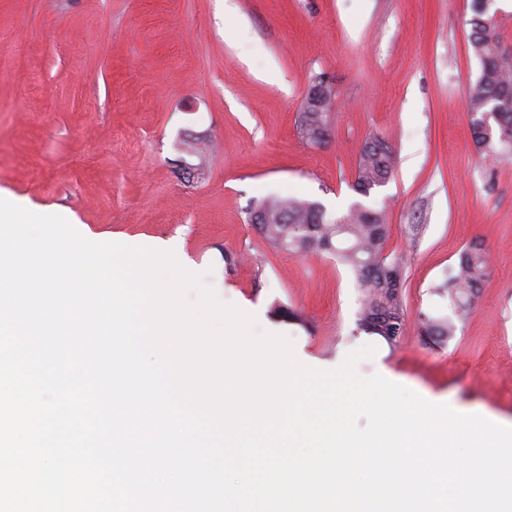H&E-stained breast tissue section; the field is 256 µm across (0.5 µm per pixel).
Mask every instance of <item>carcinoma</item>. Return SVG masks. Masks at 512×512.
I'll return each mask as SVG.
<instances>
[{
	"instance_id": "1",
	"label": "carcinoma",
	"mask_w": 512,
	"mask_h": 512,
	"mask_svg": "<svg viewBox=\"0 0 512 512\" xmlns=\"http://www.w3.org/2000/svg\"><path fill=\"white\" fill-rule=\"evenodd\" d=\"M488 0H472L473 16L468 39L481 63V72L471 92L467 109L474 143L487 157L512 151V64L505 61L497 24L487 14ZM327 101L321 111L304 107L299 113L298 127L302 137L317 144V127L328 125ZM492 105L502 111L492 113L493 130L483 125L484 115ZM397 163L395 152L376 136L365 140L360 153L353 190L369 197L385 186ZM254 211L281 215V221L258 225L260 234L281 249L296 253L329 252L355 276L361 289V307L357 329L382 338L394 347L401 338L406 315L401 299L403 260L388 259L385 254L389 233L385 213L360 202L335 219L327 216L319 202L295 197H268L256 203ZM488 266L486 253L479 244L465 248L457 265L448 268L446 278L436 290L448 293L454 313L461 317L474 306L485 282ZM422 332L437 343L447 341L455 332L448 317L419 314Z\"/></svg>"
}]
</instances>
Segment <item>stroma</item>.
I'll list each match as a JSON object with an SVG mask.
<instances>
[{"mask_svg": "<svg viewBox=\"0 0 512 512\" xmlns=\"http://www.w3.org/2000/svg\"><path fill=\"white\" fill-rule=\"evenodd\" d=\"M233 3L0 0V199L105 241L170 243L223 302L291 337L308 366L337 367L371 344L361 375L512 420V153L488 161L473 141L472 0ZM320 78L336 96L316 147L298 115ZM374 134L398 164L363 199L352 183ZM271 196L333 217L360 200L385 209L386 252L406 258L397 346L357 333L360 291L332 254L261 237L250 212ZM472 242L489 255L481 301L435 345L418 316L450 313L433 288ZM278 306L302 310L304 324Z\"/></svg>", "mask_w": 512, "mask_h": 512, "instance_id": "35a3bbf8", "label": "stroma"}]
</instances>
